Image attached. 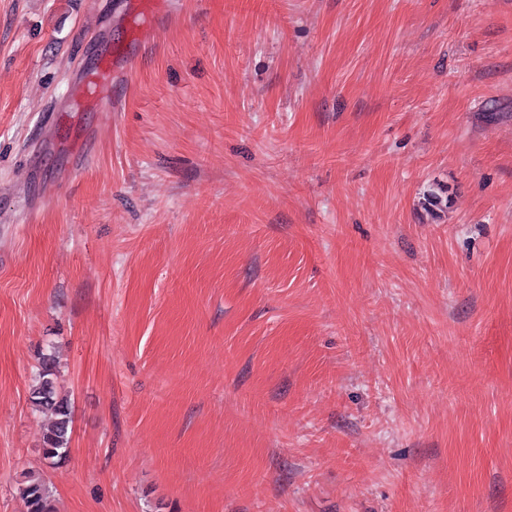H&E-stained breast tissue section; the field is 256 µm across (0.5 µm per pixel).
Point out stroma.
Listing matches in <instances>:
<instances>
[{
  "label": "stroma",
  "instance_id": "obj_1",
  "mask_svg": "<svg viewBox=\"0 0 512 512\" xmlns=\"http://www.w3.org/2000/svg\"><path fill=\"white\" fill-rule=\"evenodd\" d=\"M129 23L0 0V512H512V0ZM129 13L133 21V30L128 43L122 47H110L102 55L94 68L80 80V101L85 100L104 112H116L112 104V81L132 75L133 56L131 47H139L140 43L153 30L159 17L163 0H128ZM42 358L32 397L37 410L50 414L42 434V448L44 459L54 464L69 449L71 417L68 400L58 390L54 357L43 354ZM20 494L25 501L27 512H53L50 495L42 480L35 475L25 477Z\"/></svg>",
  "mask_w": 512,
  "mask_h": 512
}]
</instances>
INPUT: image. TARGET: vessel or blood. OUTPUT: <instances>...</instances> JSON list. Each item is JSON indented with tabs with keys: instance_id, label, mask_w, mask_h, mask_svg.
<instances>
[{
	"instance_id": "1",
	"label": "vessel or blood",
	"mask_w": 512,
	"mask_h": 512,
	"mask_svg": "<svg viewBox=\"0 0 512 512\" xmlns=\"http://www.w3.org/2000/svg\"><path fill=\"white\" fill-rule=\"evenodd\" d=\"M163 0H129V13L133 30L128 45L113 47L102 55L94 68L88 71L79 83L80 97L97 109L115 112L112 102V83L132 75L133 56L131 49L140 45L151 32L159 17Z\"/></svg>"
}]
</instances>
